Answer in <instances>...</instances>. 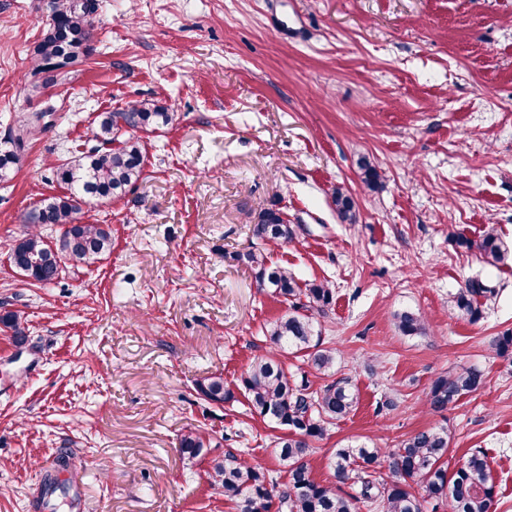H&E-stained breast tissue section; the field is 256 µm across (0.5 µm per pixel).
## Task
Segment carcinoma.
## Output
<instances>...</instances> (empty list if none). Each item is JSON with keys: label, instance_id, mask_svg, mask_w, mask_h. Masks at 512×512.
<instances>
[{"label": "carcinoma", "instance_id": "obj_1", "mask_svg": "<svg viewBox=\"0 0 512 512\" xmlns=\"http://www.w3.org/2000/svg\"><path fill=\"white\" fill-rule=\"evenodd\" d=\"M49 18L43 38L31 57V91L40 87V79L55 81L68 76L71 67L91 50L95 32V15L86 0H42ZM54 112L48 107L31 112L9 129L0 148V181L14 172L20 162L25 142L49 127L46 118ZM173 114L146 102L132 101L121 112H106L91 128L87 142L91 146L78 159L53 170V176L66 192L43 201L34 208L36 221L28 224L24 237L8 250V260L20 275L41 284L58 279L60 263L54 258L64 254L81 265H92L112 249L110 232L101 224L81 222L80 202L91 197L98 201L115 192L136 185L145 175V149L137 132L169 124ZM132 130L129 136L114 144L120 125ZM364 183L376 189L381 174L369 160L362 159ZM336 213L341 221H357L353 197L341 189L334 195ZM54 224L62 229L55 245H50L41 228ZM304 228L290 224L283 212L262 208L253 225V236L263 243H292ZM456 244L466 249L477 248L485 262H503L509 249L490 226L479 243L458 235ZM253 272L257 288L283 299L287 308L265 327V335L273 345L267 354L255 358L238 382L229 384L215 374L196 383L200 399L222 406L235 398L240 390L248 400L250 411L269 420L285 434L273 440V452L288 469V481L278 484L270 473L249 461L229 453L214 458L209 469L211 485L224 489V498L235 512H354V502L365 500L380 512H423L422 502L434 499L446 512H495L496 490L485 455L471 452L457 467L448 472V434L431 427L417 431L403 440L400 447L389 451L365 444L338 448L332 455L335 483L316 481L308 467L307 457L313 452L310 442L323 438L328 427L350 414L359 403L348 379L331 377L336 350L321 347L319 318L326 315L334 290L326 281L300 282L288 268L269 264L264 250L251 247L238 255ZM493 290L479 281L469 280L457 289L450 308L460 316L477 319L481 315L480 299L488 300ZM396 327L405 336L420 335L426 330L424 316L403 311L395 316ZM0 326L9 329L16 340H24V327L18 312L0 311ZM304 353L316 373L328 377L319 388L307 380L296 383L288 377V369L280 356ZM483 374L477 369L452 371L436 377L426 395L425 407L439 412L461 396L478 391ZM212 447L209 434L189 430L179 441L180 452L192 459ZM357 486L349 494L342 486Z\"/></svg>", "mask_w": 512, "mask_h": 512}]
</instances>
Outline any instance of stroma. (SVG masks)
Returning a JSON list of instances; mask_svg holds the SVG:
<instances>
[{"instance_id":"35a3bbf8","label":"stroma","mask_w":512,"mask_h":512,"mask_svg":"<svg viewBox=\"0 0 512 512\" xmlns=\"http://www.w3.org/2000/svg\"><path fill=\"white\" fill-rule=\"evenodd\" d=\"M93 50L64 82L28 91L30 54L48 24L41 0H0V137L26 112L50 126L0 182V303L24 342L0 329V512H234L211 485L225 452L286 482L276 429L244 394L215 406L197 380L235 382L271 344L282 314L237 255L263 207L306 231L268 246L299 281L335 290L321 318L337 377L357 408L314 441L313 478L333 480L334 449L395 448L429 427L449 460L482 450L496 512H512V259L457 246L487 227L512 248V0H98ZM147 101L173 115L142 135L145 177L83 202L112 251L62 261L40 285L16 273L10 244L27 213L58 195L52 171L77 159L103 112ZM382 175L362 182L359 161ZM358 221L342 222L336 189ZM494 288L477 320L448 299L469 280ZM421 313L425 334L394 316ZM475 367L483 388L445 411L422 401L434 378ZM213 438L205 455L180 435ZM212 443L210 434L199 429H191L181 436L179 448L183 455L194 459L203 455L205 448H212Z\"/></svg>"}]
</instances>
